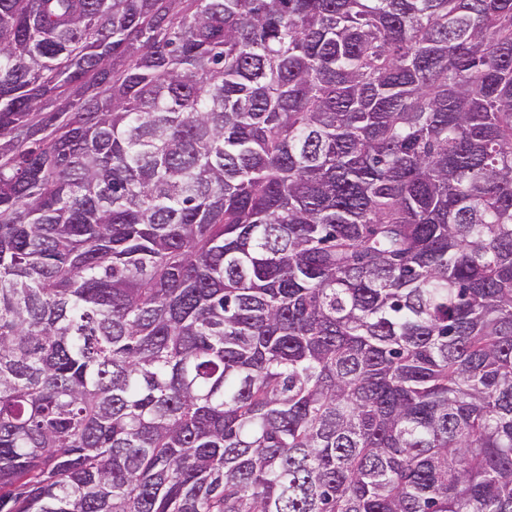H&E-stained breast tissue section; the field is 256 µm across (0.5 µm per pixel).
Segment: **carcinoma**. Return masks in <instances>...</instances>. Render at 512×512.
Segmentation results:
<instances>
[{"mask_svg": "<svg viewBox=\"0 0 512 512\" xmlns=\"http://www.w3.org/2000/svg\"><path fill=\"white\" fill-rule=\"evenodd\" d=\"M0 512H512V0H0Z\"/></svg>", "mask_w": 512, "mask_h": 512, "instance_id": "carcinoma-1", "label": "carcinoma"}]
</instances>
